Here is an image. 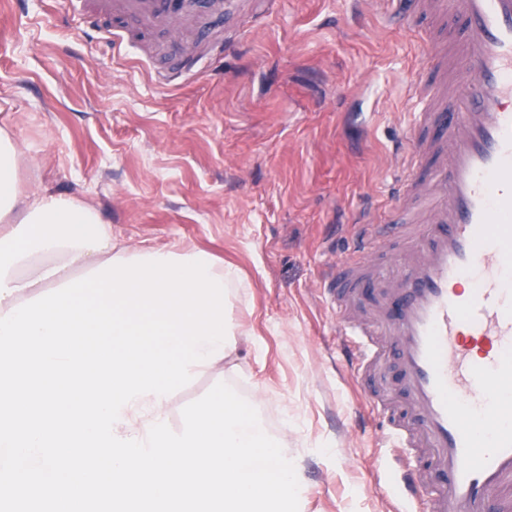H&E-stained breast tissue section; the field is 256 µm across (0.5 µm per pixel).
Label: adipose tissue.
<instances>
[{
	"mask_svg": "<svg viewBox=\"0 0 512 512\" xmlns=\"http://www.w3.org/2000/svg\"><path fill=\"white\" fill-rule=\"evenodd\" d=\"M22 149L0 128V317L43 291L96 269L110 258L148 254L145 246L127 247L112 237L111 225L75 197L25 190L18 175ZM169 413L168 402L154 395L135 396L122 407L120 436L145 438L148 422Z\"/></svg>",
	"mask_w": 512,
	"mask_h": 512,
	"instance_id": "1",
	"label": "adipose tissue"
}]
</instances>
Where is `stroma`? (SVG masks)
<instances>
[{
  "label": "stroma",
  "instance_id": "stroma-1",
  "mask_svg": "<svg viewBox=\"0 0 512 512\" xmlns=\"http://www.w3.org/2000/svg\"><path fill=\"white\" fill-rule=\"evenodd\" d=\"M137 54L113 56L68 0L0 5V120L22 183L91 205L129 246L203 250L249 281L232 310L247 342L173 394V425L227 383L297 460L299 512H399L368 402L401 398L397 360L358 384L323 275L358 236L379 242L364 219L411 150L425 48L381 0H277L185 84L156 86Z\"/></svg>",
  "mask_w": 512,
  "mask_h": 512
}]
</instances>
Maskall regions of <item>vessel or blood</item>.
<instances>
[{"instance_id":"vessel-or-blood-1","label":"vessel or blood","mask_w":512,"mask_h":512,"mask_svg":"<svg viewBox=\"0 0 512 512\" xmlns=\"http://www.w3.org/2000/svg\"><path fill=\"white\" fill-rule=\"evenodd\" d=\"M75 18L106 30L114 55L144 37L180 40L224 27L223 52L241 29H260L274 0H70ZM396 18H452L460 35L431 56L423 108L392 213L425 211L405 228L407 261L383 272L371 247L338 262L326 288L337 302L375 289L374 321H340L338 339L357 376L386 350L404 392L370 406L408 467L400 498L428 512H512V0H390ZM441 480L427 483L424 474Z\"/></svg>"}]
</instances>
